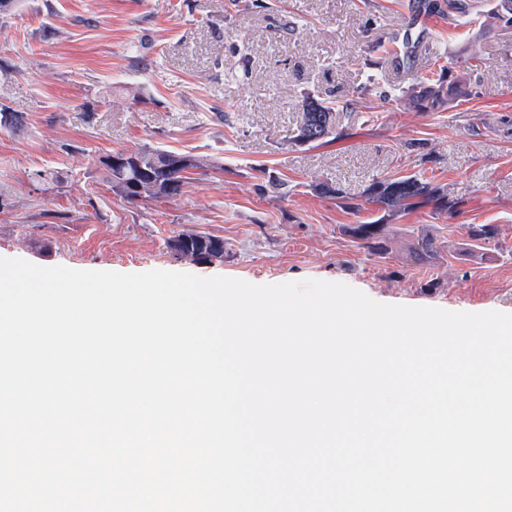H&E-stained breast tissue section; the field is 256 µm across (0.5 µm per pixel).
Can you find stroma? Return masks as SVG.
I'll return each instance as SVG.
<instances>
[{"instance_id": "35a3bbf8", "label": "stroma", "mask_w": 512, "mask_h": 512, "mask_svg": "<svg viewBox=\"0 0 512 512\" xmlns=\"http://www.w3.org/2000/svg\"><path fill=\"white\" fill-rule=\"evenodd\" d=\"M17 0L0 15V104L25 131L0 130V257L44 267L170 270L253 284L342 282L373 300L449 311L512 313V28L422 18L429 52L413 67L365 66L368 45L407 29L411 0ZM457 60L473 94L443 112L408 109L400 91ZM374 81L336 104L343 139L289 145L313 85ZM143 145L212 157L182 196L130 204L102 183L99 159ZM287 181L279 199L269 176ZM414 175L463 200L453 218L430 209L393 218L388 258L357 249L355 217L320 196L328 182L359 198L376 180ZM429 225L445 251L410 265V232ZM465 224L500 234L481 259L451 256ZM223 239L207 261L174 255L182 233Z\"/></svg>"}]
</instances>
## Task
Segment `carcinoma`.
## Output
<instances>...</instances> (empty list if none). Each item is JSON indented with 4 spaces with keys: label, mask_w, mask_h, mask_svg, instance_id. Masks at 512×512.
<instances>
[{
    "label": "carcinoma",
    "mask_w": 512,
    "mask_h": 512,
    "mask_svg": "<svg viewBox=\"0 0 512 512\" xmlns=\"http://www.w3.org/2000/svg\"><path fill=\"white\" fill-rule=\"evenodd\" d=\"M474 0H412L411 9L428 16L450 17L455 21L466 19L474 10ZM512 22V0H497L495 12L488 17L487 25ZM391 60L399 67L412 66L417 57L428 50L425 35L416 37L409 34L395 35L392 39ZM471 81L468 74L450 76L448 79L429 80L401 91L400 99L418 112H432L450 109L466 99L470 93ZM369 91L367 86H351L336 95L334 88L317 87L302 96L301 119L296 126L289 143L294 146H317L343 137L336 127L333 117V99L339 97L346 104H355ZM142 160L143 168L133 164L103 168V183L108 190L133 204L139 201L176 198L184 193L189 174L205 171L213 163L205 156L189 153H177L175 157L182 165L168 173L156 171L148 161L156 154H169L160 147L142 146L132 151ZM315 189L321 194L338 202L342 207L358 214L365 210L364 204L371 209L383 212L377 219L366 218L353 224L341 226V232L351 238L358 249L380 259L390 254V225L385 217L410 214L428 207L435 215L448 217L458 215L462 202L451 196L447 188L422 180L416 176H400L377 180L369 185L363 201L357 202L340 189L326 184H317ZM460 243L453 258L466 262L485 250V245L496 240L499 228L496 224H463ZM174 254L180 258L191 257L207 260L224 253V241L212 236L185 233L178 235L171 243ZM441 244L432 233L419 228L412 232L407 259L414 265H429L440 253Z\"/></svg>",
    "instance_id": "1"
}]
</instances>
